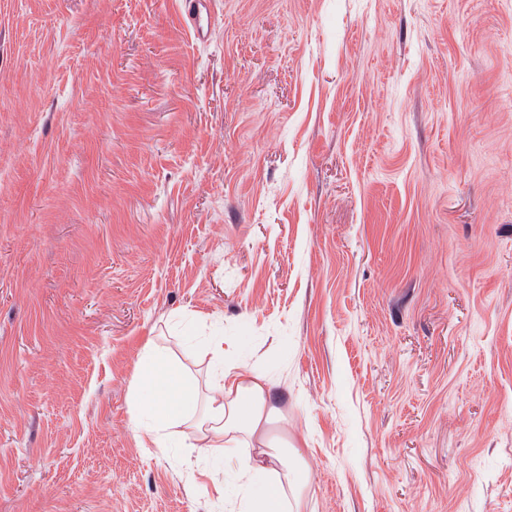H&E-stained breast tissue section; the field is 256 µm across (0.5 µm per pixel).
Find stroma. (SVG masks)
I'll list each match as a JSON object with an SVG mask.
<instances>
[{
	"label": "stroma",
	"mask_w": 512,
	"mask_h": 512,
	"mask_svg": "<svg viewBox=\"0 0 512 512\" xmlns=\"http://www.w3.org/2000/svg\"><path fill=\"white\" fill-rule=\"evenodd\" d=\"M0 0V512H230L132 426L193 321L306 512H512V0ZM204 0H183L181 4V14L183 20L188 22L199 40H204L207 31L208 24L203 25L201 18L203 16L201 6Z\"/></svg>",
	"instance_id": "obj_1"
}]
</instances>
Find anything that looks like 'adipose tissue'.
<instances>
[{"label":"adipose tissue","instance_id":"obj_1","mask_svg":"<svg viewBox=\"0 0 512 512\" xmlns=\"http://www.w3.org/2000/svg\"><path fill=\"white\" fill-rule=\"evenodd\" d=\"M216 370L201 391L167 348L146 347L131 393L132 423L155 447L170 444L171 428L188 427L211 456L226 462L240 449L252 455L241 470L238 512H301L309 489L288 460V415L270 398L268 376L247 364L225 361L224 339L206 343Z\"/></svg>","mask_w":512,"mask_h":512}]
</instances>
